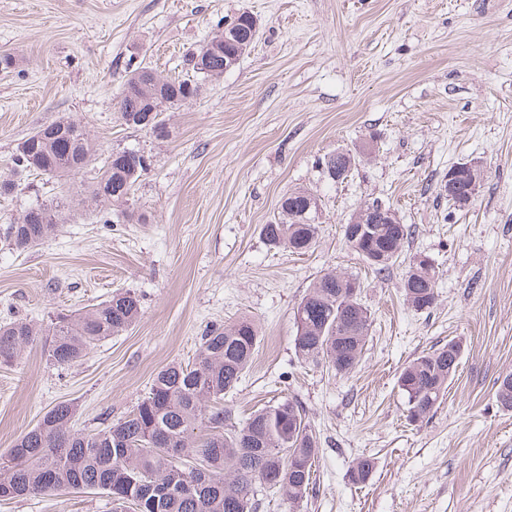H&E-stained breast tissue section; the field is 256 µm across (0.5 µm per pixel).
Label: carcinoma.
I'll list each match as a JSON object with an SVG mask.
<instances>
[{"label": "carcinoma", "instance_id": "carcinoma-1", "mask_svg": "<svg viewBox=\"0 0 512 512\" xmlns=\"http://www.w3.org/2000/svg\"><path fill=\"white\" fill-rule=\"evenodd\" d=\"M238 33L225 42L210 38L188 59L193 78H154L148 65L130 70L115 111L128 127L167 131L163 112L198 96L201 82L224 74V59L238 60L242 46H252L251 23L238 18ZM95 155L84 127L60 118L35 130L22 143L14 168L0 174V195L16 189L13 175L34 172L50 177L75 175ZM144 154L134 148L111 153L88 187L92 199L122 204L145 172ZM359 162L350 150L321 158L326 173L339 170L346 179ZM314 195L296 189L280 201L278 217L261 227L269 245L302 254L315 244L319 225L311 223L307 201ZM65 201L27 208L7 225L6 237L21 251L32 249L59 229ZM357 237L346 240L378 273L400 257L411 226L396 216L355 225ZM437 271L433 264H409L401 288L415 310L434 306ZM358 279L338 272L318 278L293 312L295 352L305 361L351 373L369 338L371 313L350 288ZM141 315V301L129 290L78 315L58 313L47 326L19 320L0 325V365L14 364L25 347L45 337L47 356L55 365L79 361L102 339L131 327ZM258 344L254 321L242 317L210 326L201 336L191 367L171 364L152 379L147 395L132 412L94 433L74 429V406L62 402L24 433L0 464V499L76 488L101 490L115 512L133 505L138 512H255V485L278 492L290 503L307 497L319 454L315 431L301 404L285 399L227 428L229 415L220 407L249 368ZM461 344H448L410 361L399 376L407 399V418L417 422L435 411L455 375ZM497 402L512 409V374L498 380Z\"/></svg>", "mask_w": 512, "mask_h": 512}]
</instances>
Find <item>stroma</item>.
Here are the masks:
<instances>
[{
    "mask_svg": "<svg viewBox=\"0 0 512 512\" xmlns=\"http://www.w3.org/2000/svg\"><path fill=\"white\" fill-rule=\"evenodd\" d=\"M242 10L260 23L238 64L165 112L168 137L122 124L114 98L132 66L185 78L186 56ZM0 170L38 127L65 115L98 154L57 180L24 174L0 198V324L47 323L130 289L142 313L80 361L53 365L42 342L0 366V458L56 404L77 429L127 416L161 368L194 363L207 325L252 318L260 342L237 389L233 422L297 399L320 442L301 506L257 488L258 512H512V410L496 401L512 373V0H0ZM369 147L347 179L319 160ZM151 160L105 224L67 215L26 252L5 236L29 206L86 190L112 151ZM484 178L464 210L443 190L449 169ZM297 187L318 199V239L303 254L260 229ZM390 205L413 234L389 271H372L343 237L365 202ZM438 271L437 301L416 311L401 281L416 255ZM336 270L357 276L372 318L358 366L337 375L302 361L293 311ZM459 341L462 358L440 407L406 419L401 369ZM374 465L353 483L357 459ZM0 512H113L106 494L66 489L0 501Z\"/></svg>",
    "mask_w": 512,
    "mask_h": 512,
    "instance_id": "stroma-1",
    "label": "stroma"
}]
</instances>
